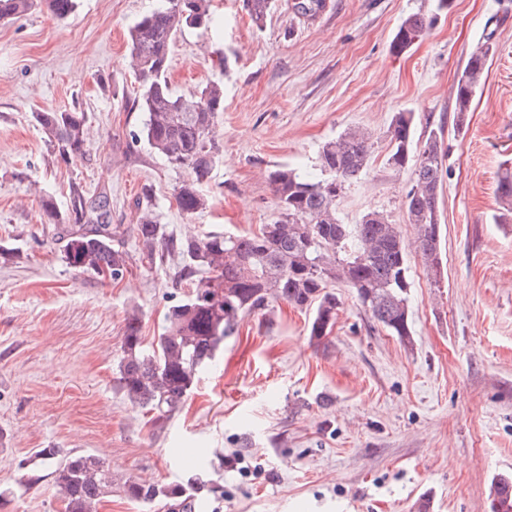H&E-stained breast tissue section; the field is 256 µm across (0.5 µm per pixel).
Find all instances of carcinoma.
Listing matches in <instances>:
<instances>
[{"label": "carcinoma", "mask_w": 512, "mask_h": 512, "mask_svg": "<svg viewBox=\"0 0 512 512\" xmlns=\"http://www.w3.org/2000/svg\"><path fill=\"white\" fill-rule=\"evenodd\" d=\"M162 5L143 15L129 31L131 66L140 89L134 99L146 113L144 134L150 147L191 180L176 192L179 209L192 215L205 208L198 185L206 181L218 156L215 128L224 111V88L213 82L190 97L173 92L168 73L170 49L183 28L217 29L211 0H185L182 7ZM249 14L262 26L274 0H246ZM43 4L59 19L72 15L77 0H0V19H19ZM432 25L416 13L400 25L393 49L411 46ZM493 51L484 42L468 57L455 91V126L466 114ZM47 135L48 145L63 161L84 151L89 128L84 112L43 110L34 113ZM414 113L398 112L386 131L388 165L402 169L413 164V184L405 195L408 222L417 228L415 249L429 268L439 265L440 222L438 195L446 151L443 130L431 127L421 145L414 146ZM374 142L370 133L351 129L323 144L321 178L276 166L268 171L278 216L259 232L202 237H168L152 203L138 207L137 234L145 259L156 263V246L180 254V276L202 275L190 298L169 309L167 326L147 350L137 313L126 320L123 357L118 364L119 389L133 403L153 411L157 425L184 402L201 369L234 335L242 315L264 309L272 301L312 310L309 336L316 344L328 341L336 320V295L328 288L341 282L352 289L371 317L397 336L409 332L407 292L411 287L406 245L398 225L379 212H370L358 224H342L336 217V199L345 183L364 172ZM497 196L505 213L496 220H512V168L497 182ZM44 215L55 224H77L67 234L64 259L82 272L107 269L127 271L128 253L116 247L118 228L111 226L108 195H86L79 184L70 188V204L60 213L52 198L43 199ZM54 481L66 501V512H93L94 501L110 484L109 470L92 455L71 456L56 464ZM128 497L143 502L169 501L171 512H195L198 488L192 483L127 484ZM495 512H512V479L504 476L491 487Z\"/></svg>", "instance_id": "1"}]
</instances>
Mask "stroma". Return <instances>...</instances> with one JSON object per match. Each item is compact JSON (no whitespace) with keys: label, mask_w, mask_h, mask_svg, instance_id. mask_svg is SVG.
<instances>
[{"label":"stroma","mask_w":512,"mask_h":512,"mask_svg":"<svg viewBox=\"0 0 512 512\" xmlns=\"http://www.w3.org/2000/svg\"><path fill=\"white\" fill-rule=\"evenodd\" d=\"M275 0L256 27L246 0H213L220 33L185 29L169 82L188 96L224 86L219 154L187 215L175 191L189 177L150 148L134 106L130 27L157 0H78L0 21V512H65L51 464L92 454L112 484L97 512H170L165 500L128 498L126 483L192 481L204 512H491L492 483L512 476V223L498 224L497 175L512 167V0H323L312 16ZM433 17L396 52L409 15ZM485 68L462 130L456 78L484 40ZM85 112L82 155L62 162L35 122L39 110ZM414 113L415 134L443 129L440 273L408 252L409 334L374 322L344 284L325 346L311 313L283 302L245 315L199 374L182 407L160 425L119 390L117 365L131 311L145 343L169 308L188 298L178 254L140 263L135 203L150 194L166 234L258 231L276 217L266 175L288 166L319 176L324 142L359 127L373 136L366 172L336 203L341 223L370 211L398 225L411 168L386 162L393 115ZM107 193L111 223L133 263L109 282L62 258L67 227L41 200L69 205V185ZM244 457L245 469L224 458Z\"/></svg>","instance_id":"obj_1"}]
</instances>
